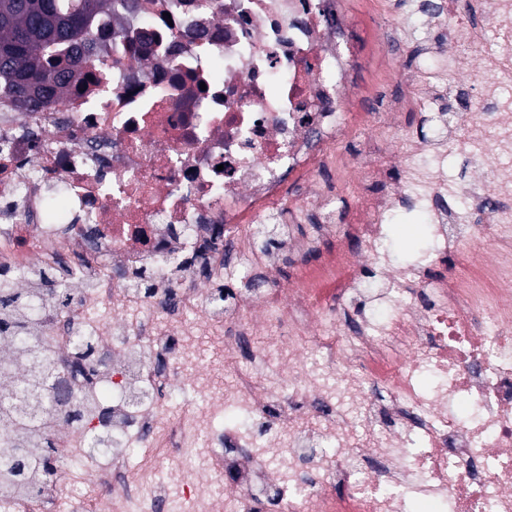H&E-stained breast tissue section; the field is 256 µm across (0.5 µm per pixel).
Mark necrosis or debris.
<instances>
[{
    "mask_svg": "<svg viewBox=\"0 0 512 512\" xmlns=\"http://www.w3.org/2000/svg\"><path fill=\"white\" fill-rule=\"evenodd\" d=\"M369 5L445 88L405 80L362 110L342 0H111L63 95L27 110L0 85V273L67 269L77 299L35 323L58 360L78 336L114 357L58 381L72 403L112 395L113 446L84 456L73 512H512V0ZM350 133L396 135L394 161L351 155ZM406 207L433 248L399 265L387 224ZM269 225L313 259L284 288ZM334 234L357 252H323ZM135 384L150 402L129 405ZM136 448L171 464L131 467Z\"/></svg>",
    "mask_w": 512,
    "mask_h": 512,
    "instance_id": "4bbe7bcc",
    "label": "necrosis or debris"
}]
</instances>
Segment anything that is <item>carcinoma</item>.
<instances>
[{
  "label": "carcinoma",
  "instance_id": "cac0c4a2",
  "mask_svg": "<svg viewBox=\"0 0 512 512\" xmlns=\"http://www.w3.org/2000/svg\"><path fill=\"white\" fill-rule=\"evenodd\" d=\"M107 0H0V83L11 86L17 100L30 107L44 98L63 93L73 75L72 60L46 55L60 42L83 43L92 51L87 36L97 14ZM52 271L38 274L41 287L35 290L0 287V344L14 347L6 363H0V377L22 375L20 385L25 394L13 403H0V428L10 437L7 448L0 447V500L15 496L32 497L41 493L55 472L75 467L79 460H56L54 442L45 434L48 422L59 412L56 399L49 396L52 379L45 354L28 345L36 338V346L46 348L45 337L36 335L29 318L33 293L37 292L54 305L63 308L71 303L69 289L56 284ZM92 343L81 337L76 343V356L71 370H84ZM73 422L95 413L105 419L98 402L86 400L64 411Z\"/></svg>",
  "mask_w": 512,
  "mask_h": 512
}]
</instances>
